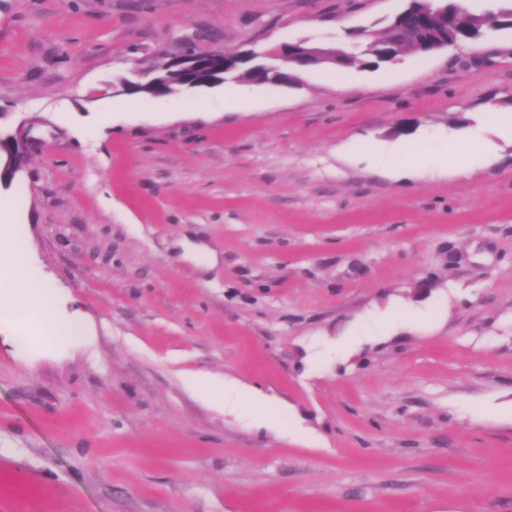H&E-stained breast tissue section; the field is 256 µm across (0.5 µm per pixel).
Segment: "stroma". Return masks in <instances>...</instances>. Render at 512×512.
Returning <instances> with one entry per match:
<instances>
[{
	"instance_id": "obj_1",
	"label": "stroma",
	"mask_w": 512,
	"mask_h": 512,
	"mask_svg": "<svg viewBox=\"0 0 512 512\" xmlns=\"http://www.w3.org/2000/svg\"><path fill=\"white\" fill-rule=\"evenodd\" d=\"M406 0H0V201L92 346L0 338V512H512V29L295 85L116 94L135 59L350 45ZM496 156L395 180L340 147ZM206 243L207 270L177 241ZM187 373L257 387L221 409ZM9 147L2 152L0 144V183L6 173L15 175L27 162L28 148L25 139L18 135H7Z\"/></svg>"
}]
</instances>
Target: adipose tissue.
<instances>
[{
	"label": "adipose tissue",
	"instance_id": "obj_1",
	"mask_svg": "<svg viewBox=\"0 0 512 512\" xmlns=\"http://www.w3.org/2000/svg\"><path fill=\"white\" fill-rule=\"evenodd\" d=\"M0 267L9 272V281L0 288V335L15 348L25 347L29 323H37L42 343L78 340L82 329L76 324L59 323L54 316V301L48 288L34 276L26 262L20 261L8 241H0Z\"/></svg>",
	"mask_w": 512,
	"mask_h": 512
}]
</instances>
